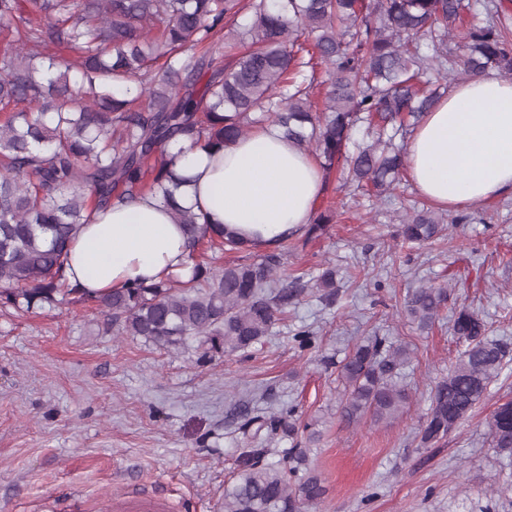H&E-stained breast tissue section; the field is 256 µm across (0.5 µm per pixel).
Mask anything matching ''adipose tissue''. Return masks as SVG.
Returning a JSON list of instances; mask_svg holds the SVG:
<instances>
[{"instance_id": "1", "label": "adipose tissue", "mask_w": 512, "mask_h": 512, "mask_svg": "<svg viewBox=\"0 0 512 512\" xmlns=\"http://www.w3.org/2000/svg\"><path fill=\"white\" fill-rule=\"evenodd\" d=\"M188 184L175 193L208 227L235 231L255 251L307 229L322 173L313 157L276 127H257L235 142L201 151L171 145ZM408 180L444 210L476 206L512 192V83L485 73L452 87L406 146ZM183 225L146 195L94 214L72 243L70 283L104 294L170 275L189 278Z\"/></svg>"}]
</instances>
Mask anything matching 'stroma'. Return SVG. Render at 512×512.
Returning a JSON list of instances; mask_svg holds the SVG:
<instances>
[{
    "label": "stroma",
    "instance_id": "stroma-1",
    "mask_svg": "<svg viewBox=\"0 0 512 512\" xmlns=\"http://www.w3.org/2000/svg\"><path fill=\"white\" fill-rule=\"evenodd\" d=\"M402 180L384 204L327 184L324 231L292 238L289 277L304 290L261 343L208 358L201 341L166 350L116 336L93 307L31 314L0 307V512H107V500L150 493L171 512H219L241 453L302 449L326 493L306 512H512V458L491 445L488 422L512 400V361L447 437L421 447L417 432L434 386L462 345L452 312L466 306L491 338L512 347V194L445 211L444 240L404 243L399 217L417 201ZM336 269L335 305L315 280ZM448 289L428 332L402 313L409 291ZM377 336L412 351L402 371L410 400L396 423L346 424L336 364ZM298 429L289 440L243 427L240 408Z\"/></svg>",
    "mask_w": 512,
    "mask_h": 512
}]
</instances>
